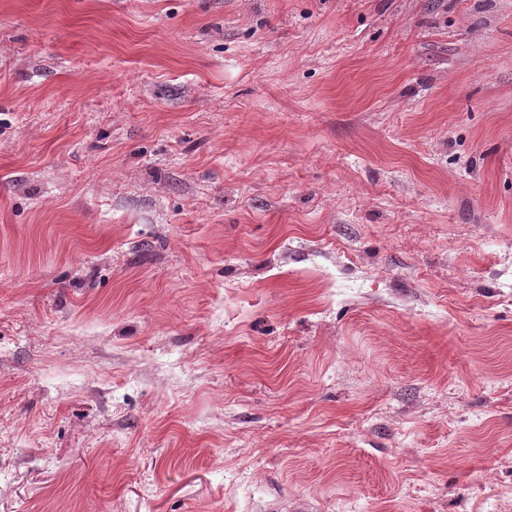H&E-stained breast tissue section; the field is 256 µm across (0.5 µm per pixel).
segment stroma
Wrapping results in <instances>:
<instances>
[{
    "label": "stroma",
    "mask_w": 512,
    "mask_h": 512,
    "mask_svg": "<svg viewBox=\"0 0 512 512\" xmlns=\"http://www.w3.org/2000/svg\"><path fill=\"white\" fill-rule=\"evenodd\" d=\"M512 512V0H0V512Z\"/></svg>",
    "instance_id": "35a3bbf8"
}]
</instances>
